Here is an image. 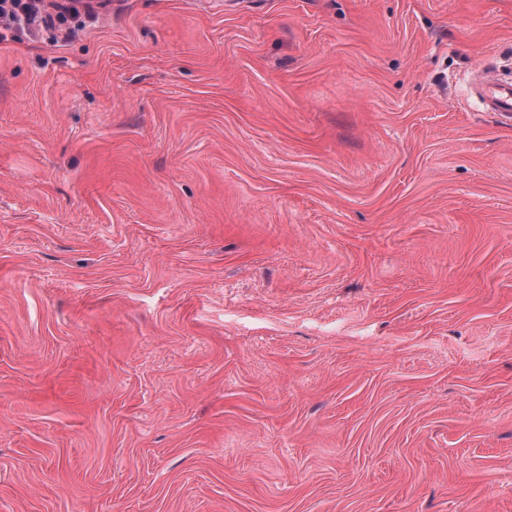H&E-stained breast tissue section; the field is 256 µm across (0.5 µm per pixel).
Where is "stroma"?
<instances>
[{"instance_id": "1", "label": "stroma", "mask_w": 512, "mask_h": 512, "mask_svg": "<svg viewBox=\"0 0 512 512\" xmlns=\"http://www.w3.org/2000/svg\"><path fill=\"white\" fill-rule=\"evenodd\" d=\"M512 0H112L0 37V512H512ZM478 95L491 112L511 118L512 82L507 80H485L478 87Z\"/></svg>"}]
</instances>
